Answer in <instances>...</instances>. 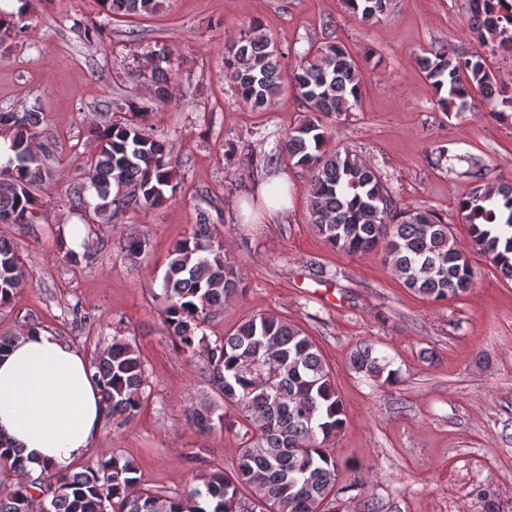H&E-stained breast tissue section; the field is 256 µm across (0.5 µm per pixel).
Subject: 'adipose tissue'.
Returning <instances> with one entry per match:
<instances>
[{
  "label": "adipose tissue",
  "mask_w": 512,
  "mask_h": 512,
  "mask_svg": "<svg viewBox=\"0 0 512 512\" xmlns=\"http://www.w3.org/2000/svg\"><path fill=\"white\" fill-rule=\"evenodd\" d=\"M104 418L88 360L76 346L27 330L0 353V433L31 468L86 457Z\"/></svg>",
  "instance_id": "ef3b65f1"
}]
</instances>
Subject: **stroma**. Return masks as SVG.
Masks as SVG:
<instances>
[{"label": "stroma", "mask_w": 512, "mask_h": 512, "mask_svg": "<svg viewBox=\"0 0 512 512\" xmlns=\"http://www.w3.org/2000/svg\"><path fill=\"white\" fill-rule=\"evenodd\" d=\"M466 5L393 0L366 26L343 0H165L156 14L108 24L96 0H0V12L25 11L30 23L24 37L0 46V112L39 105L43 132L58 146L40 223L0 225L24 258V285L0 309V336L34 325L89 356L121 333L135 339L149 371L148 403L126 425L104 421L90 459H133L141 484L168 495L210 463L236 459V432L202 435L185 418L189 403L209 390L204 363L186 360L167 338L156 294L169 251L205 211L246 284L207 335L270 312L303 328L334 374L346 411L331 448L348 472L336 494L342 512H360L367 500L380 512H484L489 499L512 512V282L471 252L473 290L436 303L405 288L383 254L353 260L330 248L309 222L306 175L266 162L302 118L292 86L259 112L224 79L225 39L254 21L285 48L342 42L362 63L366 83L359 108L334 121L336 142L378 168L402 203L445 214L457 244L469 249L457 203L475 186L472 166L491 184L512 179V124L494 121L481 103L441 112L414 61L446 43L471 50ZM77 20L92 27L91 37L74 29ZM160 45L182 66L171 98L155 104L148 124L173 147L177 199L96 224L105 247L93 270L71 265L64 253L74 243L57 242L54 231L82 221L68 194L83 177L93 124L112 100L151 96L146 55ZM255 130L262 139L252 138ZM440 145L452 162L438 161ZM276 175L288 180V207L272 219L261 187ZM129 233L147 240L139 257L123 248ZM311 259L323 278L312 275ZM75 305L93 322L73 321ZM366 338L398 370L394 385L349 368L351 348Z\"/></svg>", "instance_id": "35a3bbf8"}]
</instances>
